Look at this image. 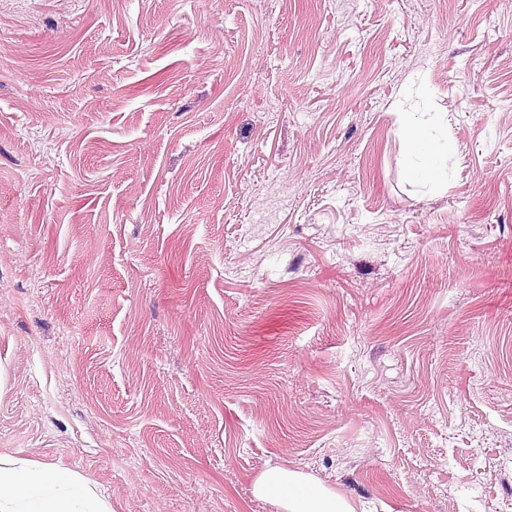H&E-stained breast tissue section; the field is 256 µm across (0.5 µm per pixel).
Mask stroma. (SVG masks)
I'll list each match as a JSON object with an SVG mask.
<instances>
[{
    "mask_svg": "<svg viewBox=\"0 0 512 512\" xmlns=\"http://www.w3.org/2000/svg\"><path fill=\"white\" fill-rule=\"evenodd\" d=\"M3 455L112 512L512 499V0H0ZM400 136L406 145L407 176L425 185L442 183L448 169L447 121L438 113L422 115L404 123ZM253 493L269 501L277 512H354V506L336 490L282 466L264 470L253 485Z\"/></svg>",
    "mask_w": 512,
    "mask_h": 512,
    "instance_id": "obj_1",
    "label": "stroma"
}]
</instances>
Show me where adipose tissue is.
I'll use <instances>...</instances> for the list:
<instances>
[{
	"label": "adipose tissue",
	"mask_w": 512,
	"mask_h": 512,
	"mask_svg": "<svg viewBox=\"0 0 512 512\" xmlns=\"http://www.w3.org/2000/svg\"><path fill=\"white\" fill-rule=\"evenodd\" d=\"M405 171L425 185L443 182L448 160V123L441 115L403 124ZM256 497L276 512H354L336 490L282 466L264 470L253 485ZM0 512H112L110 502L79 473L52 464L0 458Z\"/></svg>",
	"instance_id": "obj_1"
}]
</instances>
